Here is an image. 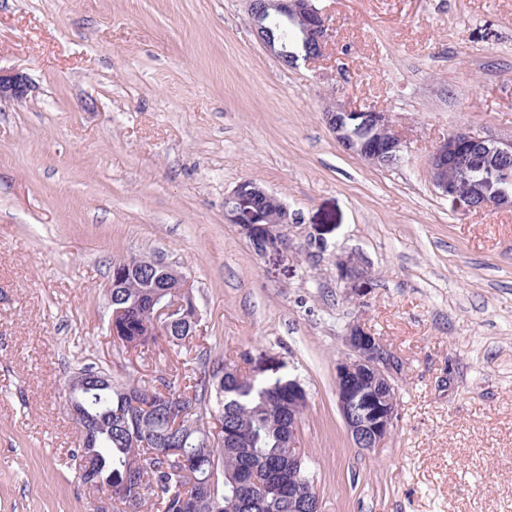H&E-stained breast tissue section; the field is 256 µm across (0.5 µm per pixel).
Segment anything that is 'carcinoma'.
<instances>
[{"label": "carcinoma", "instance_id": "obj_1", "mask_svg": "<svg viewBox=\"0 0 512 512\" xmlns=\"http://www.w3.org/2000/svg\"><path fill=\"white\" fill-rule=\"evenodd\" d=\"M474 178H493L486 159L470 160ZM157 271L144 259L112 260V327L123 347L148 349L157 336L148 315L150 285ZM85 388L69 390L76 404L73 420L83 448L73 455L78 471L91 463L96 488H112L121 512H297L288 486L313 488L305 467L288 472V382L258 383L235 363L196 369L192 383L180 387L159 378L168 391L135 380L115 382L93 366L79 369ZM188 405L197 420L210 407L222 424L212 444L190 424L175 429L176 409Z\"/></svg>", "mask_w": 512, "mask_h": 512}]
</instances>
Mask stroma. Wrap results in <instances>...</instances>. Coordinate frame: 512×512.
Here are the masks:
<instances>
[{
    "label": "stroma",
    "instance_id": "obj_1",
    "mask_svg": "<svg viewBox=\"0 0 512 512\" xmlns=\"http://www.w3.org/2000/svg\"><path fill=\"white\" fill-rule=\"evenodd\" d=\"M323 58L287 67L248 0H0V512H98L71 462L64 387L241 361L307 393L299 446L321 512H512V209L450 206L426 159L468 128L512 140V0H318ZM391 113L409 147L367 164L340 106ZM251 180L293 215L259 253L225 199ZM187 274L189 343L108 332L114 258ZM372 286L352 298L336 262ZM399 360L398 420L357 448L336 404L353 326ZM26 84L22 75L16 73H5L0 69V99L12 97L21 99L25 96Z\"/></svg>",
    "mask_w": 512,
    "mask_h": 512
}]
</instances>
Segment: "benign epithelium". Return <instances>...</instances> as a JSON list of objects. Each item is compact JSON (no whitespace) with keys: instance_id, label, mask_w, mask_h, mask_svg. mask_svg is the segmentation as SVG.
<instances>
[{"instance_id":"7a95c632","label":"benign epithelium","mask_w":512,"mask_h":512,"mask_svg":"<svg viewBox=\"0 0 512 512\" xmlns=\"http://www.w3.org/2000/svg\"><path fill=\"white\" fill-rule=\"evenodd\" d=\"M249 7L256 32L267 34L268 22L275 19L292 30L306 50L303 61L311 63L322 58L326 46L333 38V30L322 9L313 0H249ZM23 76L0 70V98L21 99L25 96ZM355 116L363 119L361 138L346 132L341 117ZM325 121L347 150L360 155L370 164L381 167L397 163L407 150L406 136L397 130L391 114L375 108L340 107L325 113ZM481 152L493 165H500L512 158V141H495L466 128L452 131L427 158V169L434 187L444 197L458 195L457 182L448 174L464 171L473 152ZM502 186L488 190L485 186H470L468 209L487 207H512V178L500 179ZM268 191L253 182L239 183L225 199L227 216L231 223L242 225L259 252H264L280 239V228L290 222L288 208H283L279 223L261 224L259 214L253 209V199ZM339 279L348 294L358 296L368 287L364 269L352 258L336 263ZM163 272L172 279L156 283L160 292L150 302L155 334L168 335L174 322H180L195 332L200 321L191 293L189 277L165 263ZM352 355L336 364V402L355 445L368 451L384 446L398 418L394 399L396 384L394 373L398 360L378 337L360 327L350 330L345 338ZM307 403V394L296 381H288V416Z\"/></svg>"}]
</instances>
